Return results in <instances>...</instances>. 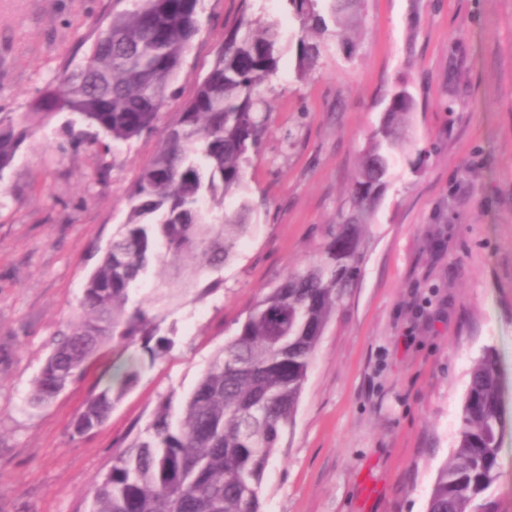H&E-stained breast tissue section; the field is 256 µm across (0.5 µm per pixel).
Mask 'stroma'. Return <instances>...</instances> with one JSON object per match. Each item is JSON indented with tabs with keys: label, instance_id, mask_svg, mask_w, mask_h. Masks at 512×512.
Masks as SVG:
<instances>
[{
	"label": "stroma",
	"instance_id": "stroma-1",
	"mask_svg": "<svg viewBox=\"0 0 512 512\" xmlns=\"http://www.w3.org/2000/svg\"><path fill=\"white\" fill-rule=\"evenodd\" d=\"M134 0H0V113L27 111L92 32ZM277 22L268 132L246 166L250 230L211 278L163 311L168 351L108 420L74 423L95 381L136 344L114 340L50 405L33 381L79 315L88 273L127 211L158 135L107 153L75 143L61 113L0 175V512H89L110 469L163 397L180 408L266 288L313 259L335 223L390 92L417 109L406 150L366 225L358 280L330 317L294 421L267 469L263 512H426L457 445L469 372L492 347L504 374L496 512H512V0H366L346 55L323 37L296 75L298 23L284 0H200L199 31L169 90L172 122L242 10Z\"/></svg>",
	"mask_w": 512,
	"mask_h": 512
}]
</instances>
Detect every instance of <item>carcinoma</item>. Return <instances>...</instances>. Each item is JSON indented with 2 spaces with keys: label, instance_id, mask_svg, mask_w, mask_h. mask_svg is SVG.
Instances as JSON below:
<instances>
[{
  "label": "carcinoma",
  "instance_id": "obj_1",
  "mask_svg": "<svg viewBox=\"0 0 512 512\" xmlns=\"http://www.w3.org/2000/svg\"><path fill=\"white\" fill-rule=\"evenodd\" d=\"M299 23L296 73L315 69L321 37L361 20L364 0H284ZM199 0H138L110 16L94 38L86 67L63 66L26 112L0 113V177L35 121L59 112L85 125L73 139L104 151L156 130L168 90L198 32ZM276 23L262 22L243 5L192 97L160 138L152 160L128 190L129 210L87 276L81 319L55 345L35 378L31 403H50L82 378L116 336L140 343L142 354L114 362L74 423L83 434L102 425L138 381L144 360L162 356L171 340L160 335V311L205 281L249 229L253 206L245 164L266 133L263 85L278 72ZM415 97L405 86L390 96L371 131L348 191L346 210L328 226L316 259L273 285L249 310L234 338L208 363L181 411L161 401L145 429L112 460L86 492L89 512H261L264 475L285 428L291 425L308 369L325 327L354 287L363 226L371 223L397 156ZM237 206L224 211V200ZM157 264L177 266L178 292L154 305L129 306ZM502 375L494 350L475 361L464 395L457 448L439 470L427 512H494L489 490L499 478L504 425Z\"/></svg>",
  "mask_w": 512,
  "mask_h": 512
}]
</instances>
